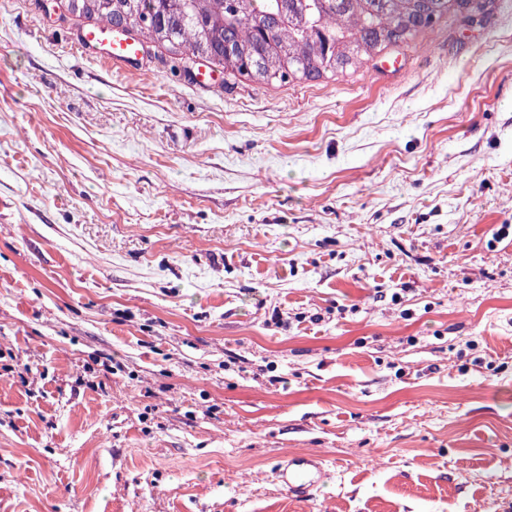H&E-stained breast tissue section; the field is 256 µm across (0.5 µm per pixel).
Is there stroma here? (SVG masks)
I'll return each instance as SVG.
<instances>
[{
    "mask_svg": "<svg viewBox=\"0 0 512 512\" xmlns=\"http://www.w3.org/2000/svg\"><path fill=\"white\" fill-rule=\"evenodd\" d=\"M85 27L0 0V512H512V0L287 86ZM323 457L315 454H291L286 464L279 469L278 477L295 498H307L328 476Z\"/></svg>",
    "mask_w": 512,
    "mask_h": 512,
    "instance_id": "1",
    "label": "stroma"
}]
</instances>
